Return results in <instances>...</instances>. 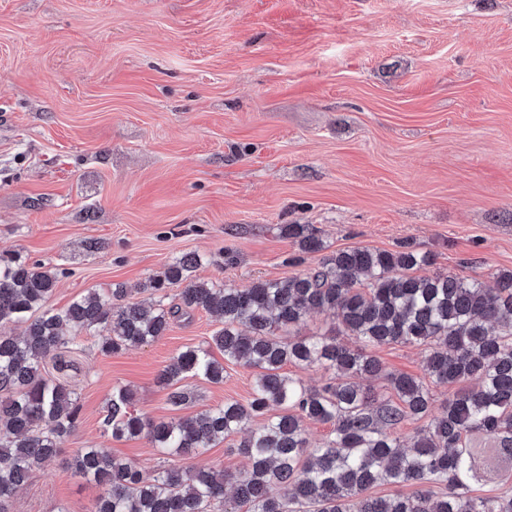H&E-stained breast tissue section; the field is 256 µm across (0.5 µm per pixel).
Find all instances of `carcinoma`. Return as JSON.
Masks as SVG:
<instances>
[{
	"label": "carcinoma",
	"mask_w": 512,
	"mask_h": 512,
	"mask_svg": "<svg viewBox=\"0 0 512 512\" xmlns=\"http://www.w3.org/2000/svg\"><path fill=\"white\" fill-rule=\"evenodd\" d=\"M283 231L305 254L324 249L306 224ZM430 263L429 253L407 241L392 251L357 247L323 257L310 272L240 288L197 279L201 257L185 254L144 284L154 299L148 306L125 302L121 284L55 308L56 272L18 253L0 254V327L24 325L18 336L0 332V512L36 468L60 455L79 421L77 393L45 377L43 360L82 332L100 333L104 355L148 344L196 309L218 315L223 327L159 373L168 403L188 404L189 394L177 387L188 375L224 381L213 347L253 371L250 398L152 421L135 412L130 388H113L103 431L116 439L142 436L172 463L146 472L104 448L78 450L68 466L104 488L90 512H512L507 492L472 494V485L512 471V273L487 288L476 279L416 274ZM181 282L179 303L167 302L168 286ZM315 311L327 315L330 332L277 336ZM342 336L363 347L347 346ZM396 344L428 348L425 376L391 371L367 352ZM288 363L321 365L334 378L307 387L282 372ZM427 377L459 385L437 415ZM367 379L386 382L397 401L363 384ZM274 406L281 412L270 413ZM410 420L423 425L407 446L397 432ZM306 421L331 432L312 444ZM245 430L236 451L247 467L238 473L174 463ZM381 485L412 491L368 494Z\"/></svg>",
	"instance_id": "cac0c4a2"
}]
</instances>
